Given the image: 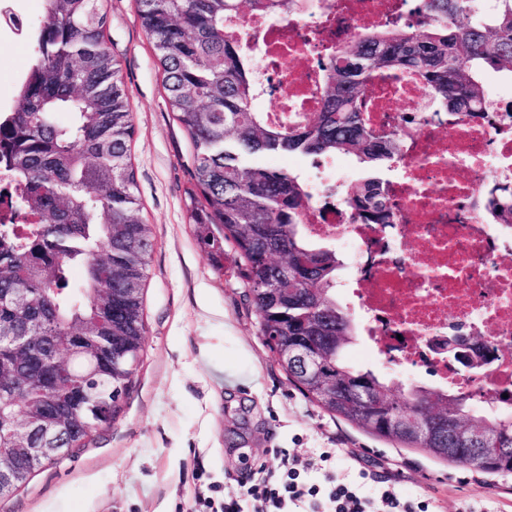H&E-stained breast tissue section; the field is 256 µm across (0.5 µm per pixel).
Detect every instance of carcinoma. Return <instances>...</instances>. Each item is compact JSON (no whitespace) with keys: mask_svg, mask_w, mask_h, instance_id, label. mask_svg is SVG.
Here are the masks:
<instances>
[{"mask_svg":"<svg viewBox=\"0 0 512 512\" xmlns=\"http://www.w3.org/2000/svg\"><path fill=\"white\" fill-rule=\"evenodd\" d=\"M100 0H43L30 30L31 64L11 111L0 112V174L18 191L29 224L0 223V330L35 336L28 352L47 362L51 379L26 353L0 349V450L14 445L22 415L60 402L81 378L84 390L111 402L116 418L139 364L145 336L144 290L152 252L151 228L140 216L130 142L133 112L119 61L105 41L107 14ZM138 16L153 43L166 101L192 144L187 164L188 223L213 267L224 272V243L248 287L259 331L272 353L295 339L316 344L326 380L305 378L281 365L287 380L310 401L378 437L467 466L474 444L467 435L493 438L480 445L489 474H512V421L470 413L467 397L404 389L398 417L434 410L435 439L382 428L349 405L355 389L375 406L394 382L355 367L346 357L355 322L336 299L343 267L336 251L305 230L309 199L303 178L254 160L263 152L323 157L352 155L369 175L348 187L345 202L364 224H390L393 213L381 170L396 160L394 130H375L363 118L364 90L384 73L418 74L431 106L486 116L484 75L512 77V0L475 18L468 0H416V26H396L353 37L326 53L322 111L303 125H274L260 111L257 62L228 31L249 14L280 17L307 0H137ZM66 112L70 120L56 123ZM487 217L512 226V181L489 185ZM81 274L79 291L71 288ZM135 288L137 292L127 293ZM24 294L28 306L10 298ZM102 336H122L112 375H100L55 356L56 344L90 348ZM73 430L68 445L87 446L97 416L83 406L61 408Z\"/></svg>","mask_w":512,"mask_h":512,"instance_id":"cac0c4a2","label":"carcinoma"}]
</instances>
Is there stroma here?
Listing matches in <instances>:
<instances>
[{"label": "stroma", "instance_id": "1", "mask_svg": "<svg viewBox=\"0 0 512 512\" xmlns=\"http://www.w3.org/2000/svg\"><path fill=\"white\" fill-rule=\"evenodd\" d=\"M107 44L122 68L134 135L140 215L152 229L146 335L132 388L112 425L82 451L45 465L0 512H219L282 454L316 458L350 481L361 456L395 476L429 512H512V474L490 475L370 435L290 385L260 336L232 260L216 272L185 203L190 142L166 103L135 0H103ZM32 58L27 35L0 24V107L11 108ZM329 461L319 456L327 450Z\"/></svg>", "mask_w": 512, "mask_h": 512}]
</instances>
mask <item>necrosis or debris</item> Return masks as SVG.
<instances>
[{"instance_id": "necrosis-or-debris-1", "label": "necrosis or debris", "mask_w": 512, "mask_h": 512, "mask_svg": "<svg viewBox=\"0 0 512 512\" xmlns=\"http://www.w3.org/2000/svg\"><path fill=\"white\" fill-rule=\"evenodd\" d=\"M409 0H311L307 11L276 19L250 15L231 24L252 43L270 91L271 121L318 111L321 56L365 31L403 23ZM426 92L413 77L368 84L367 114L376 128L404 131L397 175L386 192L391 224L356 223L338 194L348 184L334 159L306 176L304 222L348 257L341 285L364 349L397 375L413 371L437 389L471 396L485 414L512 417V228L486 223L484 189L512 179V121L424 111L406 123ZM489 335L492 361L472 372L450 360L457 335Z\"/></svg>"}]
</instances>
